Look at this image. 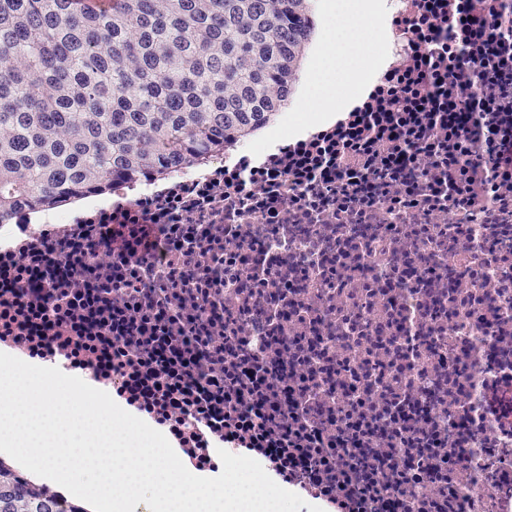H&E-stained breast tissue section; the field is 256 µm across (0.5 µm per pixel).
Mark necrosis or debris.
Instances as JSON below:
<instances>
[{"label":"necrosis or debris","mask_w":512,"mask_h":512,"mask_svg":"<svg viewBox=\"0 0 512 512\" xmlns=\"http://www.w3.org/2000/svg\"><path fill=\"white\" fill-rule=\"evenodd\" d=\"M380 76L255 153L17 209L0 336L111 338L112 382L209 469L252 448L326 512H512V0H384ZM149 225L154 246L138 229ZM209 441L199 443V420ZM496 457L498 476L482 465Z\"/></svg>","instance_id":"4bbe7bcc"}]
</instances>
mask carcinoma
<instances>
[{"label": "carcinoma", "instance_id": "obj_1", "mask_svg": "<svg viewBox=\"0 0 512 512\" xmlns=\"http://www.w3.org/2000/svg\"><path fill=\"white\" fill-rule=\"evenodd\" d=\"M315 32L313 0H0V224L249 139ZM0 512L84 510L0 469Z\"/></svg>", "mask_w": 512, "mask_h": 512}]
</instances>
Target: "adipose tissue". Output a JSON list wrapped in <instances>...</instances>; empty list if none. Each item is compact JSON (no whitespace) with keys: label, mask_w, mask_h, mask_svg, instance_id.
<instances>
[{"label":"adipose tissue","mask_w":512,"mask_h":512,"mask_svg":"<svg viewBox=\"0 0 512 512\" xmlns=\"http://www.w3.org/2000/svg\"><path fill=\"white\" fill-rule=\"evenodd\" d=\"M376 8L375 0H325L320 14L324 31L318 56L321 80L303 101L304 110L314 114L317 121L333 123L351 106L350 101L336 99L333 95L334 83L347 75L363 78L367 71L376 68V59L364 57L361 49L381 41L385 31L379 26L361 29L354 24L355 19L375 12Z\"/></svg>","instance_id":"1"}]
</instances>
